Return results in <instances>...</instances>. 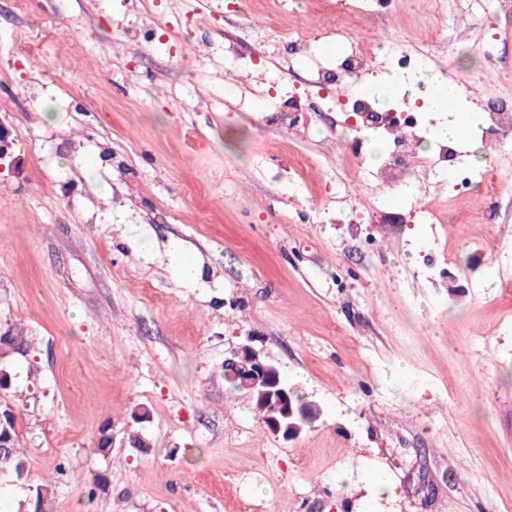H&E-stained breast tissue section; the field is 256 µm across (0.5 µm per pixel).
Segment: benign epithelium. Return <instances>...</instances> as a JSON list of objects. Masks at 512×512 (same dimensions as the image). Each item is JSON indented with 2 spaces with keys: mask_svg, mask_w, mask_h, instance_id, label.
I'll return each mask as SVG.
<instances>
[{
  "mask_svg": "<svg viewBox=\"0 0 512 512\" xmlns=\"http://www.w3.org/2000/svg\"><path fill=\"white\" fill-rule=\"evenodd\" d=\"M225 365L234 368L240 388L247 395H252V390L260 386L272 397L277 394L284 397V400L275 404L274 414L267 416V427L286 442L297 439L304 430L308 416L320 411V406L312 401L307 402L304 408H296L291 401L285 399L288 392L280 387L274 361L248 343L238 346L232 357L225 360Z\"/></svg>",
  "mask_w": 512,
  "mask_h": 512,
  "instance_id": "1",
  "label": "benign epithelium"
}]
</instances>
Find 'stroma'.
<instances>
[{"instance_id":"obj_1","label":"stroma","mask_w":512,"mask_h":512,"mask_svg":"<svg viewBox=\"0 0 512 512\" xmlns=\"http://www.w3.org/2000/svg\"><path fill=\"white\" fill-rule=\"evenodd\" d=\"M336 8L0 0V325L25 336L0 398L53 512H512V148L473 131L476 190L449 194L443 162L393 205L349 178L356 81L308 82L354 43L390 71L454 15L433 68L475 112L512 104V0ZM290 98L304 126L275 120ZM249 336L322 410L297 440L224 381ZM371 467L394 494L358 482Z\"/></svg>"}]
</instances>
